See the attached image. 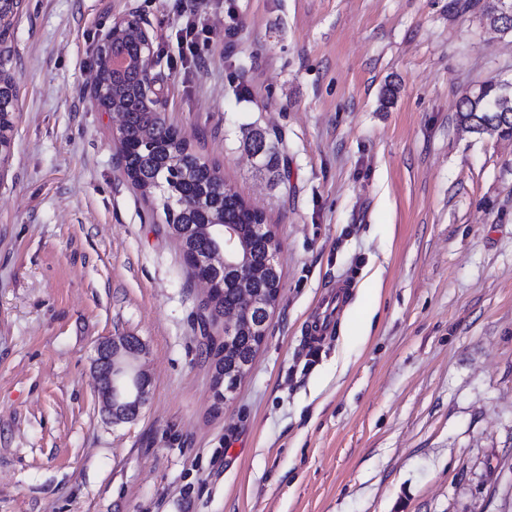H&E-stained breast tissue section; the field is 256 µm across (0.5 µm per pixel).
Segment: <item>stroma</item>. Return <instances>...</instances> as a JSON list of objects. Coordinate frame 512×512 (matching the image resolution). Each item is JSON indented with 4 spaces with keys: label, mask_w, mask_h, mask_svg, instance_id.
<instances>
[{
    "label": "stroma",
    "mask_w": 512,
    "mask_h": 512,
    "mask_svg": "<svg viewBox=\"0 0 512 512\" xmlns=\"http://www.w3.org/2000/svg\"><path fill=\"white\" fill-rule=\"evenodd\" d=\"M23 0L0 174V512H512V138L460 99L512 84V34L465 0ZM141 19L163 115L281 243L249 374L215 406L191 279L127 180L88 77ZM397 89L383 106L387 85ZM281 136L276 172L246 150ZM341 323L303 330L327 287ZM140 337L132 420L103 412L99 341ZM202 10L194 9L189 12L178 33L182 49H186L190 54L196 55L198 51V35L200 32L208 29L207 25L201 20Z\"/></svg>",
    "instance_id": "stroma-1"
}]
</instances>
